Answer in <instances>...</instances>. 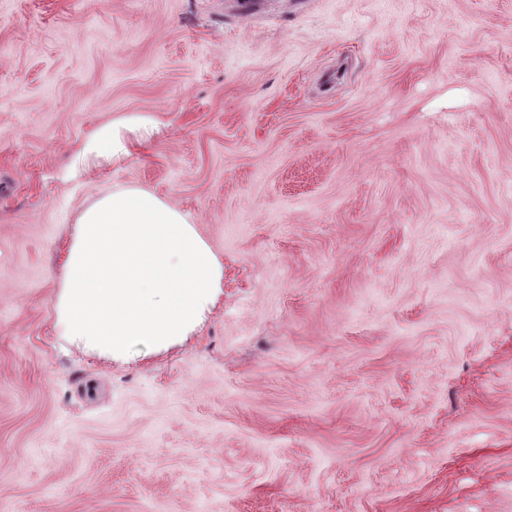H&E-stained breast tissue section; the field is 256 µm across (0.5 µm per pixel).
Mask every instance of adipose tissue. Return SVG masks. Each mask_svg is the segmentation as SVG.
<instances>
[{
    "label": "adipose tissue",
    "mask_w": 512,
    "mask_h": 512,
    "mask_svg": "<svg viewBox=\"0 0 512 512\" xmlns=\"http://www.w3.org/2000/svg\"><path fill=\"white\" fill-rule=\"evenodd\" d=\"M157 129L112 118L76 150L74 168L118 163ZM224 296V262L187 215L142 187L101 195L80 213L52 297L56 336L84 356L137 363L196 335Z\"/></svg>",
    "instance_id": "1"
}]
</instances>
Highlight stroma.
<instances>
[{
	"label": "stroma",
	"instance_id": "obj_1",
	"mask_svg": "<svg viewBox=\"0 0 512 512\" xmlns=\"http://www.w3.org/2000/svg\"><path fill=\"white\" fill-rule=\"evenodd\" d=\"M132 186L224 297L110 364L52 296ZM0 512H512V0H0ZM157 123L149 114L112 118L97 127L76 150L73 167L88 170L101 163H118L136 147L149 142Z\"/></svg>",
	"mask_w": 512,
	"mask_h": 512
}]
</instances>
